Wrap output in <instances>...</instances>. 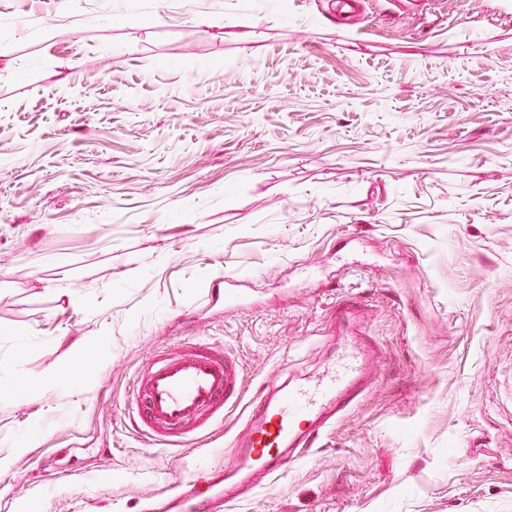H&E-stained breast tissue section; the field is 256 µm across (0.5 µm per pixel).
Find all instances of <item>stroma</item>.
Instances as JSON below:
<instances>
[{
  "mask_svg": "<svg viewBox=\"0 0 512 512\" xmlns=\"http://www.w3.org/2000/svg\"><path fill=\"white\" fill-rule=\"evenodd\" d=\"M202 336L244 399L154 447L126 398ZM364 338L226 512H512V0H0V512H146ZM366 365V347L358 344L312 381L286 391H260L250 404L245 433L235 442L242 467L266 478L275 476L287 458H300L306 446L351 409L363 391L359 386Z\"/></svg>",
  "mask_w": 512,
  "mask_h": 512,
  "instance_id": "1",
  "label": "stroma"
}]
</instances>
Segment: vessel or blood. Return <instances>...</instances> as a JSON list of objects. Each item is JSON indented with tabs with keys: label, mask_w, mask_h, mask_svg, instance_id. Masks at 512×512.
Returning a JSON list of instances; mask_svg holds the SVG:
<instances>
[{
	"label": "vessel or blood",
	"mask_w": 512,
	"mask_h": 512,
	"mask_svg": "<svg viewBox=\"0 0 512 512\" xmlns=\"http://www.w3.org/2000/svg\"><path fill=\"white\" fill-rule=\"evenodd\" d=\"M367 350H345L318 378L288 390L260 391L250 404L245 433L237 440L244 469L272 477L287 459L332 428L360 393ZM242 398L237 364L222 349L199 342L156 358L138 377L126 411L155 444L183 448L207 435L226 407ZM224 496V474L195 467L159 490L160 512L193 505L207 512Z\"/></svg>",
	"instance_id": "1"
}]
</instances>
